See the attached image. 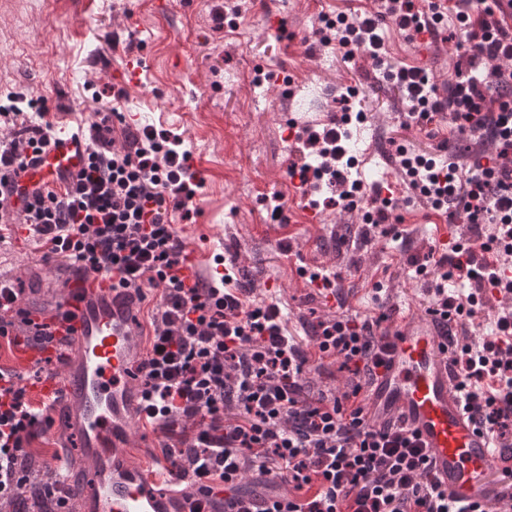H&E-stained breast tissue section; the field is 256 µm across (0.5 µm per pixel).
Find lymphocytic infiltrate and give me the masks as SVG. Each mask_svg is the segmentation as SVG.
Here are the masks:
<instances>
[{"label":"lymphocytic infiltrate","mask_w":512,"mask_h":512,"mask_svg":"<svg viewBox=\"0 0 512 512\" xmlns=\"http://www.w3.org/2000/svg\"><path fill=\"white\" fill-rule=\"evenodd\" d=\"M503 2L492 0L474 15L459 12L466 75L445 95L423 69L393 63L384 50L388 25L411 41L440 24L439 14L416 0H375V11L342 13L329 24L343 60L367 50L383 79L400 89L402 126H424L446 112L460 132L485 131L495 145V159L467 171L451 157L439 162L396 150L408 188L431 209L477 229L493 227L480 247L459 243L432 263L409 258L416 274L435 269L433 302L446 318L472 316L489 292L512 294V281L498 276L499 258L512 257V7ZM47 111L38 99L23 106L13 96L0 104V128L10 130L0 139V216L18 213L51 258L118 272L120 288L137 301L159 291L149 354L139 367L142 394L148 421H159L165 451L177 456L191 483L224 492L228 512H505L512 504V492L495 489L477 501H450L414 436L366 422L360 392L388 349L372 323L337 315L311 328L314 346L350 377L338 395L310 385L306 353L276 303L242 299L228 274L217 286L185 284L180 272L189 255L171 213L185 208L203 181L181 139L146 127L120 146L111 113H103L80 128L87 153L75 176L57 188L17 191L19 173L51 142ZM306 143L321 163L301 165L299 173L305 182L314 170L327 176L333 194L324 206L362 210L369 200L363 222L400 239L392 198L380 185L350 180L340 166L336 123L308 131ZM11 194L19 209L6 205ZM490 252L496 261L487 260ZM452 278L468 282L469 291L449 293ZM454 363L473 421L511 448L512 311L499 316L492 338L457 344ZM52 426L48 408L34 406L19 376L0 367V503L32 491L43 503L61 504L57 482L30 479L31 445ZM249 473L278 479L289 491L242 493Z\"/></svg>","instance_id":"f902f5d3"}]
</instances>
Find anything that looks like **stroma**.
<instances>
[{"instance_id":"1","label":"stroma","mask_w":512,"mask_h":512,"mask_svg":"<svg viewBox=\"0 0 512 512\" xmlns=\"http://www.w3.org/2000/svg\"><path fill=\"white\" fill-rule=\"evenodd\" d=\"M442 40L428 55L395 29L386 32L388 56L425 70L437 86L455 83L459 53L446 34L458 33L457 0H447ZM156 13L153 0H0V98L43 97L52 124H88L99 111L117 108L126 130L150 126L180 138L204 161V186L193 200L195 214L172 220L189 253L220 255L231 263L233 281L255 301L279 303L292 330L300 318L345 314L371 320L390 309L421 312L431 304L432 278L415 275L411 254L434 248L433 231L445 218L415 198L392 157L397 146L436 151L448 140L461 163L489 157L493 146L459 133L450 116H436L431 130L400 125L401 96L362 52L348 62L316 34L322 15L364 13L373 0H256L235 27H218L215 0H167ZM283 17V30L267 31L269 12ZM144 58L139 85L113 77L126 55ZM351 96L366 115L346 130L345 147L366 181L394 185L401 240L380 235L356 211L322 209V221H303L288 168L311 160L305 143L281 138L285 120L321 128L337 100ZM281 195L285 222L273 221L270 199ZM289 251H281L280 242ZM43 247L27 239L16 216L0 223V277L36 301L38 277L62 278L66 267L44 260ZM336 275L342 307H329L310 273ZM512 301L487 296L457 334L480 341L492 336L497 318Z\"/></svg>"}]
</instances>
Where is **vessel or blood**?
<instances>
[{
  "label": "vessel or blood",
  "instance_id": "obj_1",
  "mask_svg": "<svg viewBox=\"0 0 512 512\" xmlns=\"http://www.w3.org/2000/svg\"><path fill=\"white\" fill-rule=\"evenodd\" d=\"M85 149L72 129L60 128L28 169V185H58L61 173L78 169ZM118 280V273L77 264L52 288L45 312L27 310L32 319L48 317L64 343L59 373L38 394L40 402L65 411L79 440L80 461L64 459L60 472L67 504L79 512H189L192 502L179 492L185 478L166 455L145 464L130 456L132 431L146 421L138 367L149 346L138 327V308L124 300ZM387 340L389 365L361 400L366 420L414 434L449 494L481 498L499 456L491 433L463 407L442 317L407 314L388 329Z\"/></svg>",
  "mask_w": 512,
  "mask_h": 512
}]
</instances>
